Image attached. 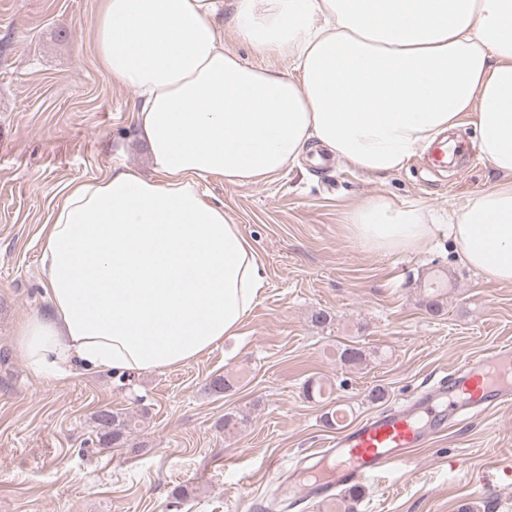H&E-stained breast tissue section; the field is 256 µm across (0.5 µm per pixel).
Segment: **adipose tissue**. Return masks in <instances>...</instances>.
<instances>
[{
  "label": "adipose tissue",
  "instance_id": "ef3b65f1",
  "mask_svg": "<svg viewBox=\"0 0 512 512\" xmlns=\"http://www.w3.org/2000/svg\"><path fill=\"white\" fill-rule=\"evenodd\" d=\"M228 26L292 71L225 47ZM95 36L113 83L139 92L153 175L66 186L42 234L50 309L16 334L36 373L162 372L237 335L266 270L200 184L262 182L318 147L389 175L472 124L500 178L445 230L467 265L512 283V0H101ZM345 226L379 253L426 249L437 230L423 207L379 196Z\"/></svg>",
  "mask_w": 512,
  "mask_h": 512
}]
</instances>
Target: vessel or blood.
Returning a JSON list of instances; mask_svg holds the SVG:
<instances>
[{
	"instance_id": "obj_1",
	"label": "vessel or blood",
	"mask_w": 512,
	"mask_h": 512,
	"mask_svg": "<svg viewBox=\"0 0 512 512\" xmlns=\"http://www.w3.org/2000/svg\"><path fill=\"white\" fill-rule=\"evenodd\" d=\"M427 413L442 410V429L459 423L463 409L487 413L512 402V348L467 356L417 398ZM432 438L421 414L412 407L385 410L338 433L330 444L333 456L319 473L324 490L356 487L377 478L396 463L407 462L412 449Z\"/></svg>"
}]
</instances>
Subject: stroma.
I'll return each mask as SVG.
<instances>
[{
  "mask_svg": "<svg viewBox=\"0 0 512 512\" xmlns=\"http://www.w3.org/2000/svg\"><path fill=\"white\" fill-rule=\"evenodd\" d=\"M98 3L0 0V512H261L275 492L288 512H322L300 471L335 437L325 418L337 404L354 423L406 406L459 359L512 345V283L469 268L441 234L427 251L365 250L347 236L345 210L378 195L441 214L497 175L464 124L454 135L471 152L443 172L423 151L384 178L336 158L319 166L308 152L262 183L204 182L267 270L239 334L162 373L36 376L17 358L15 335L49 308L42 228L65 185L115 166L151 170L137 93L113 84L95 52ZM433 282L437 316L424 307ZM320 310L328 324L312 322ZM347 345L362 348L361 363L340 361ZM217 375L229 391H209ZM310 381L331 385V398L307 397ZM375 387L383 400H370ZM103 409L138 417L128 443L99 444L93 416ZM230 410L245 420L227 433ZM508 463L512 406L466 418L365 482L354 512H512V482L481 484Z\"/></svg>",
  "mask_w": 512,
  "mask_h": 512,
  "instance_id": "obj_1",
  "label": "stroma"
}]
</instances>
